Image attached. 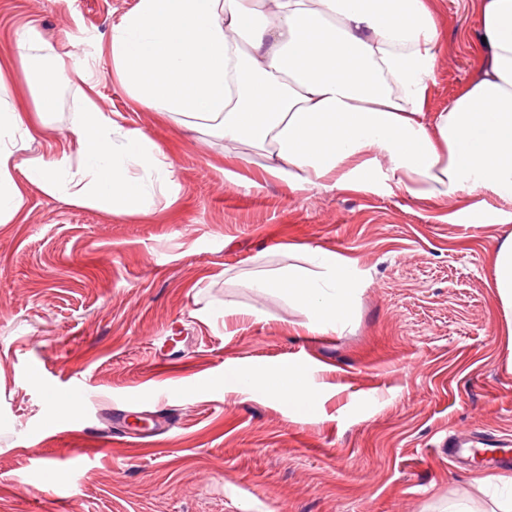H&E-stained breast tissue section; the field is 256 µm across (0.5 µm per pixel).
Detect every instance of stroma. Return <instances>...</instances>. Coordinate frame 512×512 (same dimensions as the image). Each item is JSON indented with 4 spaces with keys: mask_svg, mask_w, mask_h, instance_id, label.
Here are the masks:
<instances>
[{
    "mask_svg": "<svg viewBox=\"0 0 512 512\" xmlns=\"http://www.w3.org/2000/svg\"><path fill=\"white\" fill-rule=\"evenodd\" d=\"M137 0H0L9 101L33 109V71L62 80L31 154L71 153L93 99L145 131L177 189L115 215L27 189L0 224V512H444L486 458L448 460L451 434L512 437V350L491 254L511 224L457 202L345 190L289 192L258 164L226 168L224 142L140 108L112 65V28ZM477 0H444L432 111L474 76ZM34 23L29 67L11 53ZM292 245L353 259L352 324L315 335L306 312L255 289ZM244 309L225 318V305ZM301 370L304 410L224 388L234 370ZM162 420L120 436V411ZM56 467L45 477L37 463Z\"/></svg>",
    "mask_w": 512,
    "mask_h": 512,
    "instance_id": "obj_1",
    "label": "stroma"
}]
</instances>
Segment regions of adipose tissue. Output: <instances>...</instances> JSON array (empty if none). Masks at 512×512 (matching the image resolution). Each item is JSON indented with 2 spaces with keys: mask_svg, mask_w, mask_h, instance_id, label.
<instances>
[{
  "mask_svg": "<svg viewBox=\"0 0 512 512\" xmlns=\"http://www.w3.org/2000/svg\"><path fill=\"white\" fill-rule=\"evenodd\" d=\"M442 0H138L112 30V62L146 110L258 151L263 173L290 191H399L422 202H463L488 191L512 201V0H479L477 74L448 107L430 109L444 27ZM34 111L0 101V224L26 206V186L111 213L142 211L177 183L166 154L88 102L66 159L29 154L44 130ZM302 264L266 272L257 288L306 309L310 333L350 324L361 273L355 261L303 248ZM238 392L295 406L314 396L291 369L238 371Z\"/></svg>",
  "mask_w": 512,
  "mask_h": 512,
  "instance_id": "adipose-tissue-1",
  "label": "adipose tissue"
}]
</instances>
